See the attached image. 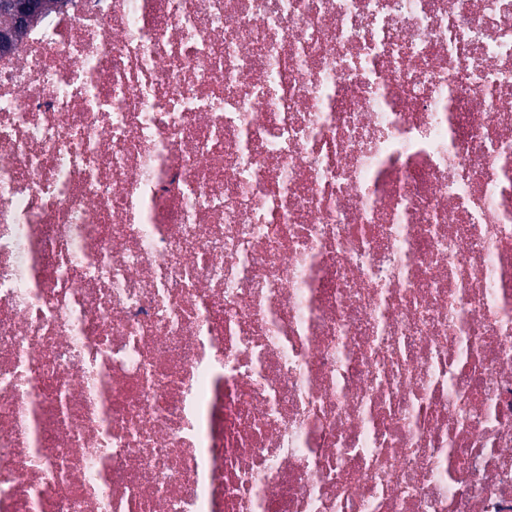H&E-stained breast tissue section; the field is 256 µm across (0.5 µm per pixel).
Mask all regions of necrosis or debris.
Segmentation results:
<instances>
[{
  "label": "necrosis or debris",
  "instance_id": "obj_1",
  "mask_svg": "<svg viewBox=\"0 0 512 512\" xmlns=\"http://www.w3.org/2000/svg\"><path fill=\"white\" fill-rule=\"evenodd\" d=\"M0 512H512V0L0 52Z\"/></svg>",
  "mask_w": 512,
  "mask_h": 512
}]
</instances>
